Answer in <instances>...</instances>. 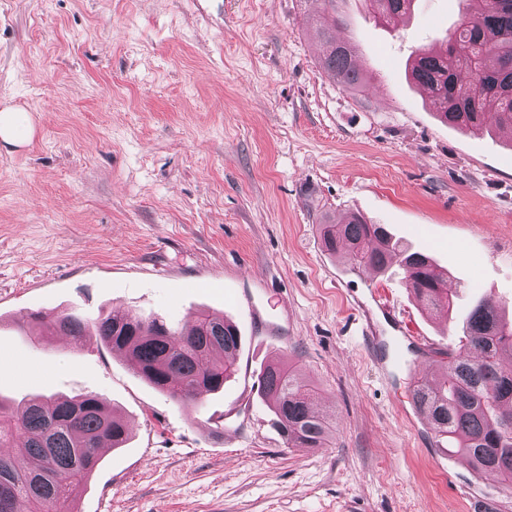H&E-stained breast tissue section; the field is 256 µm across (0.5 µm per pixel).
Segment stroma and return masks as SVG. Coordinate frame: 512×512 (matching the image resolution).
Returning a JSON list of instances; mask_svg holds the SVG:
<instances>
[{
  "instance_id": "1",
  "label": "stroma",
  "mask_w": 512,
  "mask_h": 512,
  "mask_svg": "<svg viewBox=\"0 0 512 512\" xmlns=\"http://www.w3.org/2000/svg\"><path fill=\"white\" fill-rule=\"evenodd\" d=\"M322 0H0V104L34 125L0 141V397L94 394L129 426L74 512H469L512 488L478 477L423 418L400 412L440 368L448 317L399 266L336 282L319 222L353 213L430 256L455 315L496 297L512 318V133L435 115L405 68L442 50L462 0H414L391 23L340 0L369 90L315 55ZM375 290L407 322L422 370L377 374L353 318ZM259 296L271 337L241 297ZM206 310L242 336L237 372L200 408L155 390L124 353L42 336L34 314ZM287 358L327 416L322 448H291L257 395Z\"/></svg>"
}]
</instances>
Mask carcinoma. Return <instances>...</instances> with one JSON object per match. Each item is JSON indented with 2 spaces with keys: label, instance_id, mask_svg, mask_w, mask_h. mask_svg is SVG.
<instances>
[{
  "label": "carcinoma",
  "instance_id": "carcinoma-1",
  "mask_svg": "<svg viewBox=\"0 0 512 512\" xmlns=\"http://www.w3.org/2000/svg\"><path fill=\"white\" fill-rule=\"evenodd\" d=\"M338 2L323 0L327 16L317 26L319 63L343 87L364 89L368 79L353 46L336 36ZM479 2L477 9L466 7L443 50L416 52L409 77L427 91L448 125L478 132L491 114L499 127L512 131V0ZM373 3L392 19L407 14L413 0ZM319 227L327 250H344L352 267L381 272L396 257L424 309L451 305L447 279L433 260L404 246L386 225L354 214L339 223L325 217ZM34 320L48 336H93L124 351L141 378L187 405L224 388L235 374L241 345L232 322L206 312L197 314L189 332L128 313L94 322L65 313ZM459 330L454 346L437 351L441 379L418 380L413 400L435 434L451 442V452L466 457L477 474L495 475L511 486L512 370H504L500 357L512 353V324L483 300L462 318ZM258 396L289 446L324 447L329 423L312 409V389L294 377L284 358L266 365ZM126 436L121 417L96 395L36 396L15 408L0 402V512H20L22 502L28 512H60L95 471L103 445L116 448ZM20 458L36 465L22 467Z\"/></svg>",
  "mask_w": 512,
  "mask_h": 512
}]
</instances>
